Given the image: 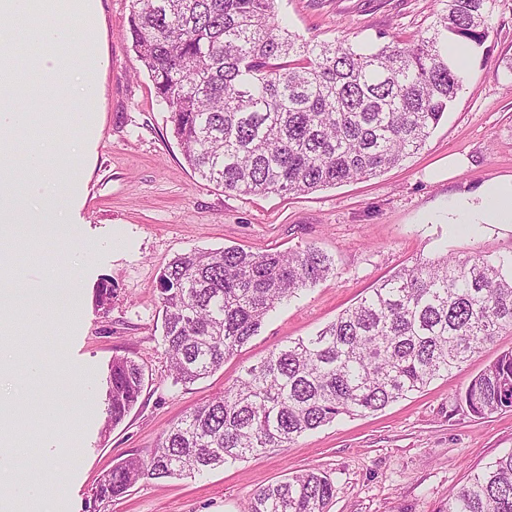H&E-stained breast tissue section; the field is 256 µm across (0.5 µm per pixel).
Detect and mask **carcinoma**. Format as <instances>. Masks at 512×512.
I'll return each mask as SVG.
<instances>
[{
    "label": "carcinoma",
    "instance_id": "1",
    "mask_svg": "<svg viewBox=\"0 0 512 512\" xmlns=\"http://www.w3.org/2000/svg\"><path fill=\"white\" fill-rule=\"evenodd\" d=\"M495 0H437L419 38L370 48L305 40L274 0H131L127 38L168 112L165 133L201 179L244 195L304 194L377 176L425 145L462 88L448 45H480ZM335 274L314 247L239 246L173 258L161 271L162 344L174 384L224 366L270 311ZM512 331V254L419 258L316 334L291 339L220 396L166 427L149 458L98 482L110 502L141 480L202 474L288 448L340 416L377 412L462 367ZM145 387L134 358L112 359L107 427ZM470 415L512 411V350L458 395ZM336 485L307 470L253 493L249 512H326ZM443 512H512V450L448 498Z\"/></svg>",
    "mask_w": 512,
    "mask_h": 512
}]
</instances>
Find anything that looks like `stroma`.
I'll return each mask as SVG.
<instances>
[{"mask_svg":"<svg viewBox=\"0 0 512 512\" xmlns=\"http://www.w3.org/2000/svg\"><path fill=\"white\" fill-rule=\"evenodd\" d=\"M275 12L301 38L353 43L416 39L434 0H275ZM130 0H98L94 35L103 73L95 102L97 130L82 160L84 192L72 209L80 225L68 245L34 240L28 225L11 246L35 248L17 258L14 275L40 287L53 272L78 282L81 302L21 349L13 378L0 384L26 407H49L34 421L37 444L19 447L24 461L42 458L54 512H88L101 477L122 459L148 456L161 432L197 403L235 383L243 370L287 340L316 333L371 288L419 257L445 253H512V225L452 224L453 198L512 176V0H496L489 36L462 61L464 81L444 118L417 153L376 177L309 194L266 196L224 191L194 175L174 138L162 137L167 113L126 37ZM467 170L447 179L449 155ZM314 246L336 273L270 312L257 335L222 369L189 387L174 384L163 355L159 275L175 255L227 246L281 251ZM114 288L110 308L97 305L101 281ZM497 336L460 371L385 409L346 417L202 476L144 480L99 512H245L260 487L306 470L327 472L337 493L327 512H441L449 495L492 458L512 450V412L476 419L456 396L501 352ZM143 364L147 382L130 414L105 426L106 377L113 357ZM50 365L61 383L46 389L28 363ZM91 383H78L79 374Z\"/></svg>","mask_w":512,"mask_h":512,"instance_id":"1","label":"stroma"}]
</instances>
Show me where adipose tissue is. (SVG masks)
Masks as SVG:
<instances>
[{"label": "adipose tissue", "instance_id": "obj_1", "mask_svg": "<svg viewBox=\"0 0 512 512\" xmlns=\"http://www.w3.org/2000/svg\"><path fill=\"white\" fill-rule=\"evenodd\" d=\"M466 217L472 224H512V179L482 185L475 198L452 200L449 220ZM24 423L23 409L11 400L0 399V482L6 486L0 496V512H14L16 501L39 504L42 479L30 476L17 466L10 436Z\"/></svg>", "mask_w": 512, "mask_h": 512}]
</instances>
